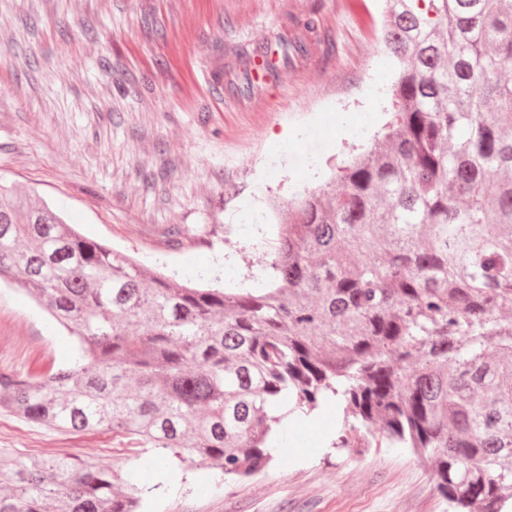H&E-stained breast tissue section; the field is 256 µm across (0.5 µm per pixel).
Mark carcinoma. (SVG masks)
<instances>
[{"mask_svg":"<svg viewBox=\"0 0 512 512\" xmlns=\"http://www.w3.org/2000/svg\"><path fill=\"white\" fill-rule=\"evenodd\" d=\"M388 132L294 202L256 288L190 287L0 178V282L75 338L0 409L107 427L250 476L291 411L324 404L432 463L454 512L512 499V0H387ZM340 182L336 187L334 182ZM140 464L0 448V512H144Z\"/></svg>","mask_w":512,"mask_h":512,"instance_id":"1","label":"carcinoma"}]
</instances>
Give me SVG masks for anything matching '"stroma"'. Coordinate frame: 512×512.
<instances>
[{
	"label": "stroma",
	"mask_w": 512,
	"mask_h": 512,
	"mask_svg": "<svg viewBox=\"0 0 512 512\" xmlns=\"http://www.w3.org/2000/svg\"><path fill=\"white\" fill-rule=\"evenodd\" d=\"M382 0H0V176L88 238L178 282L244 283L271 258L263 198L315 187L328 158L391 118ZM330 25L337 56L289 63L232 99L233 63L291 18ZM180 227L181 237L169 235ZM74 339L0 286V369L42 377ZM335 406L291 423L259 474L216 483L102 428L54 431L0 410V448L142 469L150 512H448L431 465L382 437L333 448Z\"/></svg>",
	"instance_id": "35a3bbf8"
}]
</instances>
